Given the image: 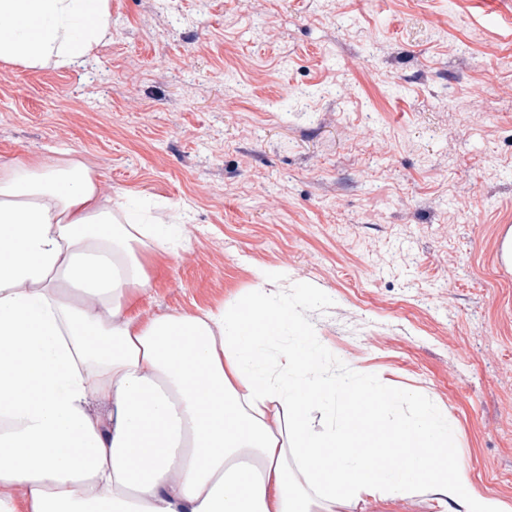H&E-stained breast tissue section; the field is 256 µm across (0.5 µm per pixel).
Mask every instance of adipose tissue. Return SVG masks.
<instances>
[{
    "label": "adipose tissue",
    "mask_w": 512,
    "mask_h": 512,
    "mask_svg": "<svg viewBox=\"0 0 512 512\" xmlns=\"http://www.w3.org/2000/svg\"><path fill=\"white\" fill-rule=\"evenodd\" d=\"M110 30L109 0H0V61L79 69ZM178 235L101 197L81 163L0 168V512H17V486L27 512H336L424 483L445 512H506L449 470L453 432L429 403L360 425L402 393L311 377L317 338L265 291L129 316L150 285L140 245Z\"/></svg>",
    "instance_id": "ef3b65f1"
}]
</instances>
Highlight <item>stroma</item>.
Returning <instances> with one entry per match:
<instances>
[{
	"label": "stroma",
	"mask_w": 512,
	"mask_h": 512,
	"mask_svg": "<svg viewBox=\"0 0 512 512\" xmlns=\"http://www.w3.org/2000/svg\"><path fill=\"white\" fill-rule=\"evenodd\" d=\"M110 11L80 70L0 62V165L80 161L179 225L175 251L141 248L133 316L268 289L317 336L316 373L402 390L395 417L431 402L470 487L512 507V0ZM338 512L441 508L423 485Z\"/></svg>",
	"instance_id": "obj_1"
}]
</instances>
